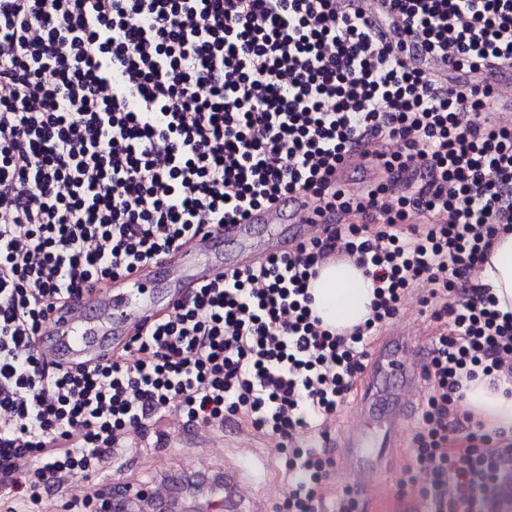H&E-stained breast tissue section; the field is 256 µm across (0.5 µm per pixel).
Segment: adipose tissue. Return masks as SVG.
I'll return each instance as SVG.
<instances>
[{
	"label": "adipose tissue",
	"instance_id": "obj_1",
	"mask_svg": "<svg viewBox=\"0 0 512 512\" xmlns=\"http://www.w3.org/2000/svg\"><path fill=\"white\" fill-rule=\"evenodd\" d=\"M479 281L492 289L501 310L512 308V234L495 243ZM310 292L315 314L329 329L342 330L362 324L370 315L373 284L353 261L322 266L310 283ZM464 403L475 420L504 435H512V395L506 394L504 388L476 380L466 390Z\"/></svg>",
	"mask_w": 512,
	"mask_h": 512
}]
</instances>
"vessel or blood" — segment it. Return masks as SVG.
<instances>
[{"label": "vessel or blood", "instance_id": "b4317fda", "mask_svg": "<svg viewBox=\"0 0 512 512\" xmlns=\"http://www.w3.org/2000/svg\"><path fill=\"white\" fill-rule=\"evenodd\" d=\"M264 238H256L257 226ZM327 222L302 199L253 210L246 223L228 224L195 237L162 266L165 295L149 288L150 271L120 280L118 285L94 287L71 305L61 318L52 319L50 332L39 345L48 360L70 366L97 360L121 349L143 325L157 319L162 307L172 306L190 288L210 282L224 270L244 269L257 257L280 255L296 243L324 235ZM236 245L225 256V242ZM427 355L410 335L393 330L375 347L360 389L356 420L336 443L345 473L362 476L363 489L378 484L384 462L397 448L412 415V394L425 381Z\"/></svg>", "mask_w": 512, "mask_h": 512}]
</instances>
